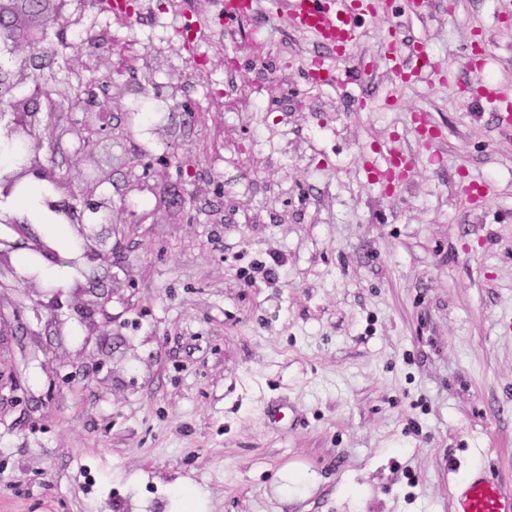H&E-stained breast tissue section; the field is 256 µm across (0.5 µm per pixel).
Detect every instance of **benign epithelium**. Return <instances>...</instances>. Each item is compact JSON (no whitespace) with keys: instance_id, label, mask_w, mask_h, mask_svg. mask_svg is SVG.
<instances>
[{"instance_id":"1","label":"benign epithelium","mask_w":512,"mask_h":512,"mask_svg":"<svg viewBox=\"0 0 512 512\" xmlns=\"http://www.w3.org/2000/svg\"><path fill=\"white\" fill-rule=\"evenodd\" d=\"M66 2L67 0H36L33 4L30 0H0V47L5 48L10 56V65L0 67V87L6 85L15 89L31 84L33 95L41 94L40 77L31 68L47 37V21L51 18H64L63 7ZM30 103L29 97L19 99L13 94H0V119L6 112L13 115L6 124H0V140L14 143L20 138L23 139L25 163L17 174L18 179L34 174L62 189L68 185L67 178L44 165L39 153L42 147L39 127H44L52 142H58V130L52 113H47L46 119L42 120L38 118L39 109L29 107ZM13 224L19 240L12 243L11 249L15 250L20 245L48 261H60L57 251L50 243L32 236L29 225L18 219L13 220ZM74 230L81 258L90 263H103L107 260L108 251L105 250L106 239L103 233L88 224H76ZM5 270L13 277V282L9 286L0 283V308L4 305V289L12 287L18 291L35 281L32 276L17 274L11 263L10 252L0 249V273ZM71 294L73 308L81 314L87 335H101V325L96 321L95 315L105 310L109 295L97 293L80 282L71 287Z\"/></svg>"}]
</instances>
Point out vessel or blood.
I'll use <instances>...</instances> for the list:
<instances>
[{
  "instance_id": "vessel-or-blood-1",
  "label": "vessel or blood",
  "mask_w": 512,
  "mask_h": 512,
  "mask_svg": "<svg viewBox=\"0 0 512 512\" xmlns=\"http://www.w3.org/2000/svg\"><path fill=\"white\" fill-rule=\"evenodd\" d=\"M375 8V0H288L287 14L293 28L343 59L362 37V24ZM424 53L418 43L408 56L393 55L387 64L405 82L421 75L417 62ZM379 155V160L367 164V173L376 182L384 171L405 170L412 164L411 155L393 144L380 149ZM453 512H512V493L505 492L492 475L480 473L463 483L453 499Z\"/></svg>"
}]
</instances>
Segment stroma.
<instances>
[{"label":"stroma","mask_w":512,"mask_h":512,"mask_svg":"<svg viewBox=\"0 0 512 512\" xmlns=\"http://www.w3.org/2000/svg\"><path fill=\"white\" fill-rule=\"evenodd\" d=\"M224 2L135 0L117 23L68 0L81 39L39 53L37 107L99 131L93 154H41L83 223L112 204L110 322L87 339L39 284L0 325V512H181V487L203 512H452L480 469L512 490V140L498 102L460 94L512 98V14L431 0L403 20L387 0L326 83L287 18L228 20ZM396 24L452 78L392 81ZM75 69L91 103L70 102ZM389 140L414 158L392 190L364 171ZM292 465L312 483L285 499Z\"/></svg>","instance_id":"35a3bbf8"}]
</instances>
